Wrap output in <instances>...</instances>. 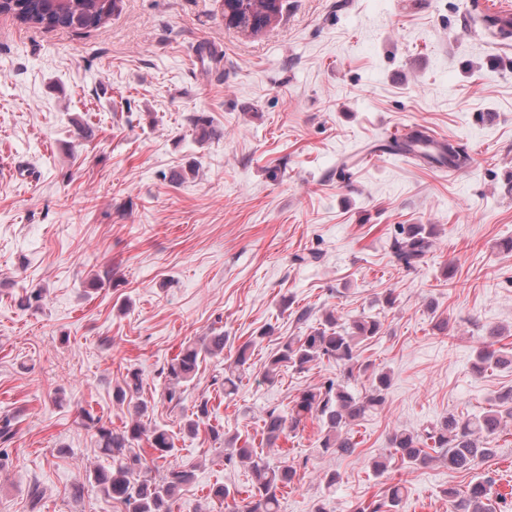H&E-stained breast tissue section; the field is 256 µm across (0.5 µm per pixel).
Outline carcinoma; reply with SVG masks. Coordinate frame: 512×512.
<instances>
[{
    "label": "carcinoma",
    "instance_id": "obj_1",
    "mask_svg": "<svg viewBox=\"0 0 512 512\" xmlns=\"http://www.w3.org/2000/svg\"><path fill=\"white\" fill-rule=\"evenodd\" d=\"M263 0H227L224 14H232L231 25L246 31L258 19ZM117 0H0V13L10 14L24 24L45 29H88L102 26L112 17ZM425 132L416 130L407 140L394 142L393 150L431 159L451 168L461 169L470 162L466 151L450 142L436 149L424 145ZM433 227L424 224L400 226L398 236L392 238L390 249L397 262L406 269H414L425 262L433 247ZM382 323L369 316L339 322V317L326 314L321 326L304 336L290 338L264 365L263 377L273 381L284 367L304 370L313 362L327 361L340 369L341 379H328L317 387L302 389L292 400L288 414L268 410L262 418V437L266 447L275 448L288 429H294L309 419L321 425L318 448L323 453L347 455L355 443L348 428L365 415L381 407L390 386V375L384 371L372 372L368 392L361 396L348 389L347 380L369 371L370 364L360 360L361 345L376 337ZM256 339L239 345L233 364L224 368V374L213 377V384L224 390V396L236 393L245 365L253 356ZM224 352V332H213L183 346L167 364V386L164 398L179 406L183 402V387L198 371L201 360ZM512 353L488 345L477 354L473 369L481 373L489 368H509ZM143 388L141 375L127 370L112 398L118 404L133 403L134 417L121 428L92 419L97 445L112 458V468L94 472V483L106 497L124 506V512H172V504L179 491L192 481V472L168 461L174 450L173 436L168 430L155 426L146 428L141 418L148 412V404L140 399ZM498 408L487 410L466 419L453 414L426 425L422 430L398 427L389 438V456H397L410 467L424 468L434 462L450 469H471L491 457L490 442L499 434L503 414L512 416V389L498 397ZM209 415L208 401L202 400L196 410L185 415L184 428L190 433L199 431ZM214 440L222 439L219 429L209 427ZM146 440L152 449L151 460H146L134 445ZM224 440V439H222ZM239 436L224 440L231 451L224 454V465L247 462L252 470L251 486L243 505L229 504L231 491L224 485L210 489L209 497L223 504L228 512H279L280 495L293 483L296 468L292 465L272 466L258 456L249 440L237 445ZM494 480L485 477L467 486L461 492L450 491L453 512H498L500 504L507 503L509 494L492 497ZM405 496V486L397 483L379 498L358 504L353 512H399Z\"/></svg>",
    "mask_w": 512,
    "mask_h": 512
}]
</instances>
